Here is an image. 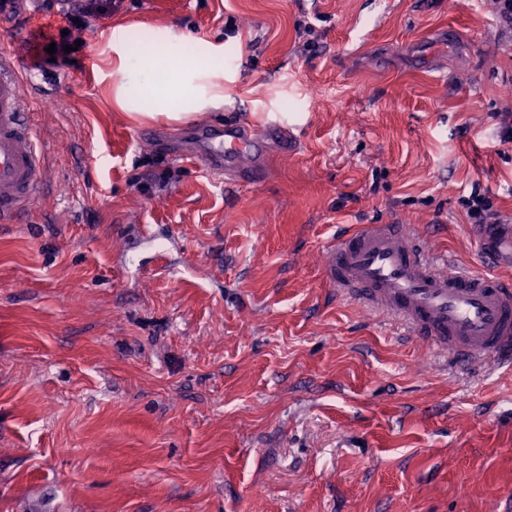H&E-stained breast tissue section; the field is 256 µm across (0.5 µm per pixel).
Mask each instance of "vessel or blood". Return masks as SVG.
<instances>
[{
    "instance_id": "obj_1",
    "label": "vessel or blood",
    "mask_w": 512,
    "mask_h": 512,
    "mask_svg": "<svg viewBox=\"0 0 512 512\" xmlns=\"http://www.w3.org/2000/svg\"><path fill=\"white\" fill-rule=\"evenodd\" d=\"M29 76L0 54V223L17 224L45 190L43 154L26 92ZM185 160L234 185H252L256 167L247 155L297 150L287 125L267 121L263 130L237 121L202 125ZM326 280L344 297L401 318L409 335L434 351L475 366L512 364V283L474 272L452 256L417 242L413 225L363 224L328 248Z\"/></svg>"
}]
</instances>
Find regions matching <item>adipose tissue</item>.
<instances>
[{"mask_svg":"<svg viewBox=\"0 0 512 512\" xmlns=\"http://www.w3.org/2000/svg\"><path fill=\"white\" fill-rule=\"evenodd\" d=\"M113 96L138 121H188L224 104V47L167 26H117L108 36Z\"/></svg>","mask_w":512,"mask_h":512,"instance_id":"obj_1","label":"adipose tissue"}]
</instances>
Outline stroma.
Listing matches in <instances>:
<instances>
[{
	"label": "stroma",
	"mask_w": 512,
	"mask_h": 512,
	"mask_svg": "<svg viewBox=\"0 0 512 512\" xmlns=\"http://www.w3.org/2000/svg\"><path fill=\"white\" fill-rule=\"evenodd\" d=\"M40 0L0 52L56 75L51 187L0 226V512H512V374L445 364L323 277L337 229L417 225L482 271L472 188L512 222V42L488 0ZM224 42V105L136 123L113 27ZM55 54H48L49 44ZM277 120L232 187L173 153Z\"/></svg>",
	"instance_id": "35a3bbf8"
}]
</instances>
